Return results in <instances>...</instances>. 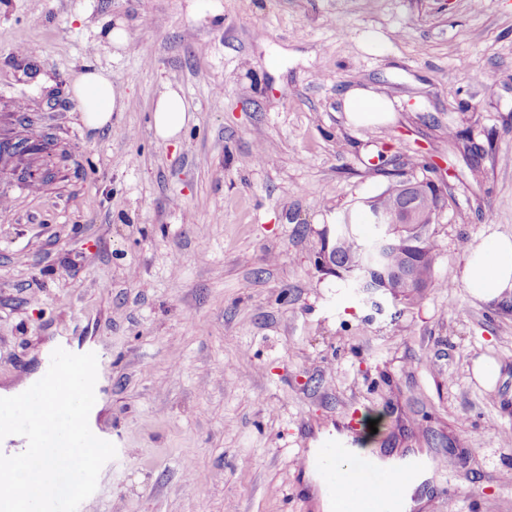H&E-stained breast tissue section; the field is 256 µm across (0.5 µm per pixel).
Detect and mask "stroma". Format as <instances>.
Returning <instances> with one entry per match:
<instances>
[{
	"mask_svg": "<svg viewBox=\"0 0 512 512\" xmlns=\"http://www.w3.org/2000/svg\"><path fill=\"white\" fill-rule=\"evenodd\" d=\"M88 66L127 101L99 134L70 92ZM167 85L194 119L165 142ZM352 88L389 117L353 124ZM19 108L68 158L0 185V382L56 336L100 354L111 445L83 512H317L300 456L354 414L355 447L445 459L426 512H512V300L461 279L463 243L512 237V0H0V110ZM381 154L439 166L417 306L317 266L322 231L389 183ZM473 374L481 384L493 386L499 378L500 366L493 359L481 357L473 363Z\"/></svg>",
	"mask_w": 512,
	"mask_h": 512,
	"instance_id": "1",
	"label": "stroma"
}]
</instances>
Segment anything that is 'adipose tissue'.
Wrapping results in <instances>:
<instances>
[{"mask_svg":"<svg viewBox=\"0 0 512 512\" xmlns=\"http://www.w3.org/2000/svg\"><path fill=\"white\" fill-rule=\"evenodd\" d=\"M72 92L82 104L83 121L88 129L99 131L111 128L113 113L126 107L124 95L112 82L111 76L95 68H86L72 82ZM192 118L191 108L185 98L173 87L160 93L153 109V126L156 135L164 140L176 138ZM462 279L470 293L486 302L512 297V238L499 235L490 242L472 246L465 254ZM37 399L45 405L63 411L66 415H82L86 425H94L102 401L78 403L59 397L57 390L47 381L46 368H39L15 384L0 387V401L19 403ZM32 457L17 467L13 481L25 488L31 498H40L48 484L54 483L55 474L50 461L60 455L75 457L81 450L76 446L61 449L43 448L37 437L24 441ZM373 457L385 470L397 473L402 482L395 503L397 512H414L422 502L417 493L433 476V465L427 455L402 454L393 451L385 454L375 449Z\"/></svg>","mask_w":512,"mask_h":512,"instance_id":"adipose-tissue-1","label":"adipose tissue"}]
</instances>
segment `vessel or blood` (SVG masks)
I'll list each match as a JSON object with an SVG mask.
<instances>
[{
  "label": "vessel or blood",
  "instance_id": "obj_1",
  "mask_svg": "<svg viewBox=\"0 0 512 512\" xmlns=\"http://www.w3.org/2000/svg\"><path fill=\"white\" fill-rule=\"evenodd\" d=\"M96 356L81 359L62 353L47 366L50 378H67L63 392L67 396L83 394L85 383L93 377ZM14 424L19 428L38 424V436L44 446L54 447L65 440H74L82 448H94L98 439L90 436L78 424L64 422L43 403L32 400L13 407ZM18 458L0 451V512H83L86 498L96 491L95 477H85L79 487L66 499L50 495L31 499L26 490L9 483ZM317 465L325 476L323 491L334 504L333 512H394L395 490L399 475L379 468L369 456L353 457L351 449L338 440L329 441L317 457L303 455L302 467Z\"/></svg>",
  "mask_w": 512,
  "mask_h": 512
}]
</instances>
